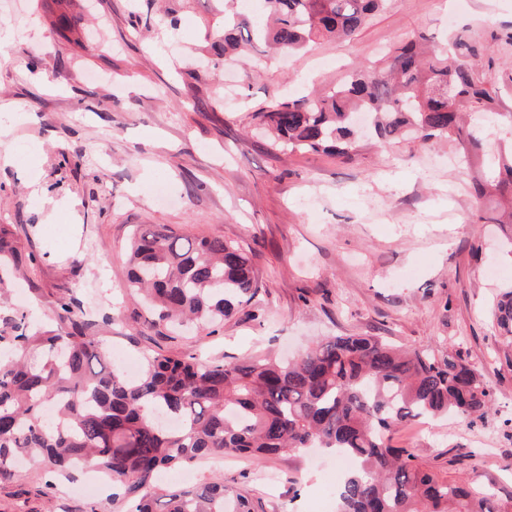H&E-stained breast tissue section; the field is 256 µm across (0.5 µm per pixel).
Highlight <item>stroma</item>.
I'll use <instances>...</instances> for the list:
<instances>
[{
  "label": "stroma",
  "mask_w": 512,
  "mask_h": 512,
  "mask_svg": "<svg viewBox=\"0 0 512 512\" xmlns=\"http://www.w3.org/2000/svg\"><path fill=\"white\" fill-rule=\"evenodd\" d=\"M214 0H190L177 30L133 26L128 0H0V225H24L26 274L0 289V317L46 318L60 297L111 313L98 336L114 358L163 352L215 360L301 354L326 336H380L409 350H461L492 400L485 420L404 425L393 441L439 477L495 489L512 512V368L490 316L512 284V224H487L472 170L453 142H365L351 161L275 148L253 114L298 92H319L422 33L440 42L469 25L487 47L486 80L512 112V0H389L351 38L321 40L292 57L248 51L213 68L204 34ZM238 96L214 104L216 85ZM220 236L251 250L259 289L216 327L158 331L128 287L134 232ZM482 246L473 254L472 246ZM218 481L255 512H338L345 470L334 456H227L184 470ZM183 470L157 482L178 485ZM21 466L0 482V512H119L112 483L94 497L48 488Z\"/></svg>",
  "instance_id": "stroma-1"
}]
</instances>
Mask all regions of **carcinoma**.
Masks as SVG:
<instances>
[{
  "mask_svg": "<svg viewBox=\"0 0 512 512\" xmlns=\"http://www.w3.org/2000/svg\"><path fill=\"white\" fill-rule=\"evenodd\" d=\"M388 0H262L256 20L226 10L206 36L224 56L241 46L293 54L324 38H349ZM419 34L395 45L386 66L363 65L321 97L276 101L254 113L273 145L326 151L347 160L359 143L352 118L369 112L381 141L452 139L476 166L472 193L512 203V152L495 168H478L484 121L466 128L458 113L512 123L498 112V92L478 68V41L467 31L448 41L450 57L425 48ZM35 261L14 233L0 227V270ZM130 287L148 293L146 323L176 320L217 326L257 293L252 256L222 237L183 239L163 227L132 242ZM500 336L512 344V286L493 311ZM83 303L63 298L49 321L31 329L13 313L0 330V482L23 458L68 478L88 462L112 478L122 512H253L248 498L224 483L162 489L165 468L237 454L265 460L325 448L353 460L337 489L339 512H503L495 493L444 480L391 445L403 424L432 418L486 416L490 395L481 372L460 350L436 356L404 352L378 336L336 335L292 361L244 357L234 362L155 352L130 380L112 366L90 331ZM236 507L227 509V501Z\"/></svg>",
  "mask_w": 512,
  "mask_h": 512,
  "instance_id": "1",
  "label": "carcinoma"
}]
</instances>
